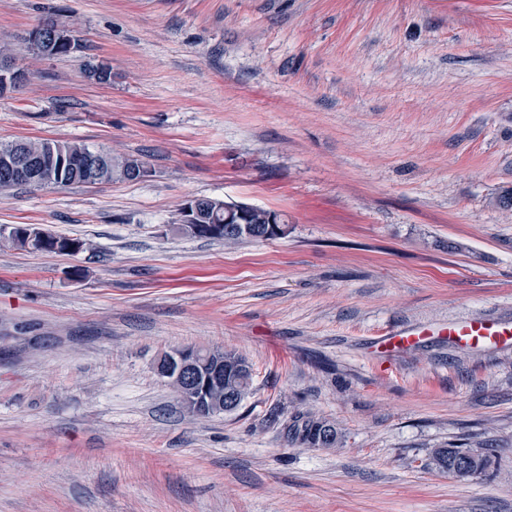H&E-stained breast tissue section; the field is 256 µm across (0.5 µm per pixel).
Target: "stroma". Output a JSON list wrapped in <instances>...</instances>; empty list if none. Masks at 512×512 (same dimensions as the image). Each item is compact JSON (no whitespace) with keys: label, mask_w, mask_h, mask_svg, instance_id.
I'll return each instance as SVG.
<instances>
[{"label":"stroma","mask_w":512,"mask_h":512,"mask_svg":"<svg viewBox=\"0 0 512 512\" xmlns=\"http://www.w3.org/2000/svg\"><path fill=\"white\" fill-rule=\"evenodd\" d=\"M46 17L78 51H27ZM1 41L29 78L0 142L149 173L0 193V229L87 244L0 240V512H512V349L436 333L512 322V0H0ZM194 197L288 232L184 237ZM409 325L434 334L386 360ZM181 347L246 358L235 412L183 409L156 372ZM303 412L339 445L292 443ZM479 442L483 475L431 463ZM272 210L264 209L260 207H255V209L249 213V219L246 220L248 224L243 221V218H247L248 214L245 208H241L236 210V218L238 219V223H235L233 220L230 224L232 226L227 227L226 230H219L216 233L212 234H194L192 236H188L190 238H206V239H216V240H224L225 243L231 244L242 237H249L253 232L252 224H256L257 228L261 229L264 224H267V233L266 237H271L270 239L279 238L287 231L288 225H286V221L283 219L282 215L279 212H274L269 216V224H268V215ZM9 241L18 248L29 249L36 252H54V253H67V249L71 246L76 245L77 250L84 249L86 243L76 239H69L60 236H54L50 233L48 240L45 244L38 246L35 244L27 243V240L16 231L15 234L9 230L8 232ZM76 250V251H77ZM429 335V330L421 327L392 328L377 338L376 346L380 352L389 357H394L418 343L423 336Z\"/></svg>","instance_id":"35a3bbf8"}]
</instances>
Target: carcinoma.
Wrapping results in <instances>:
<instances>
[{
    "instance_id": "obj_1",
    "label": "carcinoma",
    "mask_w": 512,
    "mask_h": 512,
    "mask_svg": "<svg viewBox=\"0 0 512 512\" xmlns=\"http://www.w3.org/2000/svg\"><path fill=\"white\" fill-rule=\"evenodd\" d=\"M18 146L40 158L41 163L47 167L63 168L62 183L77 186L136 181L139 179L137 171L144 165V161L135 156H116L110 153L105 154V160L97 164L95 157L99 151L80 143L17 139L0 143V189L4 191L16 187L17 183L8 181L7 174L3 173V157ZM214 218L224 222V201L206 198L198 221L210 224ZM8 239L18 248L36 252L65 253L74 245L79 250L86 247L83 241L52 234L41 246L29 244L20 234L11 231L8 232ZM289 433L291 441L308 448H333L338 442L336 428L326 419L310 413L296 416L289 427ZM492 458L491 448L452 445L435 449L433 461L439 470L467 478L486 472L492 464Z\"/></svg>"
}]
</instances>
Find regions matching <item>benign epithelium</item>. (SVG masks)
<instances>
[{"label": "benign epithelium", "mask_w": 512, "mask_h": 512, "mask_svg": "<svg viewBox=\"0 0 512 512\" xmlns=\"http://www.w3.org/2000/svg\"><path fill=\"white\" fill-rule=\"evenodd\" d=\"M27 79L24 69L18 67L11 58L0 57V86L3 88L17 87ZM6 167L17 178H31L34 185H46L54 181L51 172L43 171V167L33 162L21 152H16L6 160ZM197 213V200L192 198L183 204L178 229L181 234L188 235L199 230L193 224ZM247 217L245 209L236 211L238 222L224 230V242L231 244L242 237L250 236L253 226L243 221ZM288 225L278 212L269 216L266 237L279 238L287 231ZM247 366L239 362L225 363L214 359L207 350L197 348H179L166 354L156 365L159 376L166 379L183 400L186 409L195 415L212 416L236 410L237 401L234 396L243 386V374Z\"/></svg>", "instance_id": "7a95c632"}]
</instances>
